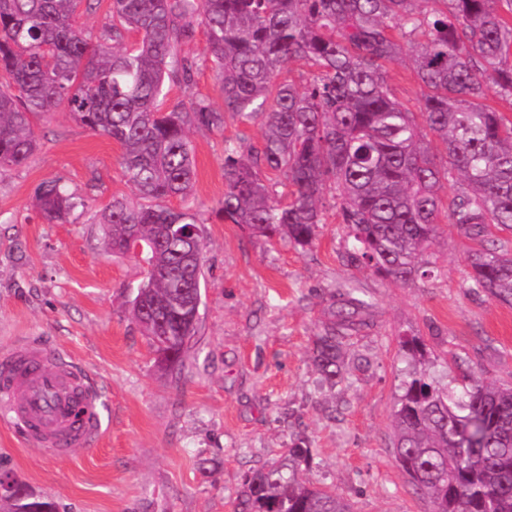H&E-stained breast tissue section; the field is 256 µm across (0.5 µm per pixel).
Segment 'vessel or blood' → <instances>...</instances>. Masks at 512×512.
I'll return each instance as SVG.
<instances>
[{"label":"vessel or blood","mask_w":512,"mask_h":512,"mask_svg":"<svg viewBox=\"0 0 512 512\" xmlns=\"http://www.w3.org/2000/svg\"><path fill=\"white\" fill-rule=\"evenodd\" d=\"M104 402L88 371L37 343L14 346L0 357V411L31 441L67 455L96 445Z\"/></svg>","instance_id":"vessel-or-blood-1"}]
</instances>
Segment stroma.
<instances>
[{"label": "stroma", "mask_w": 512, "mask_h": 512, "mask_svg": "<svg viewBox=\"0 0 512 512\" xmlns=\"http://www.w3.org/2000/svg\"><path fill=\"white\" fill-rule=\"evenodd\" d=\"M387 81L418 109L411 56ZM33 131V157L0 170V355L23 340L68 352L104 390L107 413L100 443L66 456L0 421V473L59 512H235L245 473L302 438L310 476L352 512H431L394 454L402 341L420 338L442 381L512 384V304L466 292L468 239L441 224L428 251L436 277L399 284L346 262L332 212L304 249L251 235L217 211L224 143L259 140V126L193 130L204 304L181 368L169 369L130 314L145 260L106 252L94 219L131 193L118 147L61 110L35 116ZM49 179L86 197L85 212L47 223L32 200ZM348 283L373 302L372 322L346 347L349 387L321 390L312 348L322 299Z\"/></svg>", "instance_id": "stroma-1"}]
</instances>
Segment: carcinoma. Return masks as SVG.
Returning <instances> with one entry per match:
<instances>
[{
  "label": "carcinoma",
  "mask_w": 512,
  "mask_h": 512,
  "mask_svg": "<svg viewBox=\"0 0 512 512\" xmlns=\"http://www.w3.org/2000/svg\"><path fill=\"white\" fill-rule=\"evenodd\" d=\"M83 2L0 0V168L28 162L31 117L60 108L120 146L138 201L112 198L97 223L106 250L124 254L137 237L158 271L131 312L170 367L182 366L183 337L196 332L177 312L202 301L189 133L230 120L259 125L261 138L225 141L222 219L304 249L330 207L351 242L347 263L401 284L432 276L424 254L445 221L474 243L468 291L512 302V248L489 239L491 225L512 229V120L495 107L512 106V0H111L95 33L79 22ZM201 25L204 49L184 52ZM416 37L418 112L386 80ZM292 58L314 68L301 89L278 79ZM203 68L221 81L222 106L190 92L163 107L165 80L189 89ZM270 172L285 177L287 194ZM35 206L64 223L88 203L51 179ZM173 224L192 225L198 240ZM371 308L354 284L330 293L313 341L315 370L330 386L348 382L345 342L370 326ZM402 348L409 362L392 418L409 484L433 512H512V387L466 377L457 395L436 379L419 338ZM309 460L299 440L246 473L237 512H351L305 474ZM13 485L24 498L0 494L6 512H58Z\"/></svg>",
  "instance_id": "obj_1"
}]
</instances>
